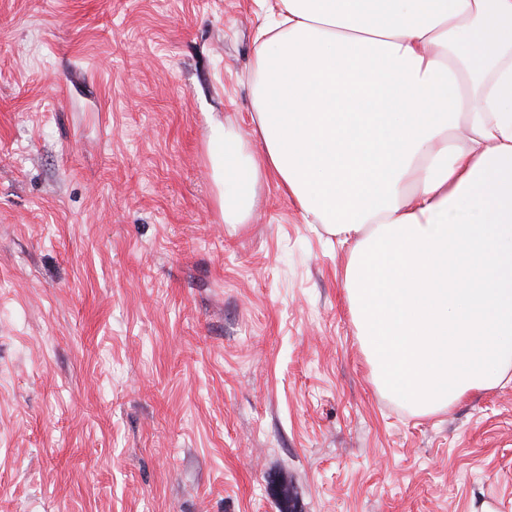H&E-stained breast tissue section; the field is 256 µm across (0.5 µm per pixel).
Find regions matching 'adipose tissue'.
<instances>
[{
	"instance_id": "obj_1",
	"label": "adipose tissue",
	"mask_w": 512,
	"mask_h": 512,
	"mask_svg": "<svg viewBox=\"0 0 512 512\" xmlns=\"http://www.w3.org/2000/svg\"><path fill=\"white\" fill-rule=\"evenodd\" d=\"M254 133L215 127L228 224L276 175L348 249L377 384L420 414L512 370V0H274Z\"/></svg>"
}]
</instances>
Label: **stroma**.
Wrapping results in <instances>:
<instances>
[{
	"label": "stroma",
	"instance_id": "stroma-1",
	"mask_svg": "<svg viewBox=\"0 0 512 512\" xmlns=\"http://www.w3.org/2000/svg\"><path fill=\"white\" fill-rule=\"evenodd\" d=\"M260 0H0V512H512V382L414 414L253 138Z\"/></svg>",
	"mask_w": 512,
	"mask_h": 512
}]
</instances>
